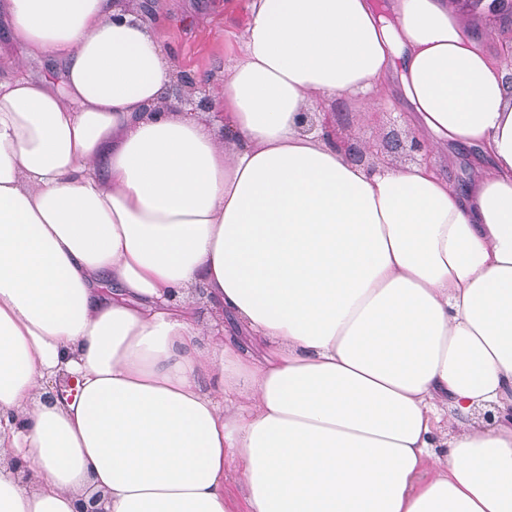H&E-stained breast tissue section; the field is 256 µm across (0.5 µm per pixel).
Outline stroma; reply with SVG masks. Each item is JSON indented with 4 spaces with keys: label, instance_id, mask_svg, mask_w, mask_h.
<instances>
[{
    "label": "stroma",
    "instance_id": "35a3bbf8",
    "mask_svg": "<svg viewBox=\"0 0 512 512\" xmlns=\"http://www.w3.org/2000/svg\"><path fill=\"white\" fill-rule=\"evenodd\" d=\"M251 0H130L144 24L155 31L172 54L178 68L197 76V95L209 92L210 84L221 81L225 67L241 55L242 35L249 18ZM210 74V82L200 81V74ZM342 139L358 138L373 146L367 162L383 159L395 166L420 161L423 151L409 149L415 134L408 114L398 104L381 108L371 120H364L359 104L348 107L346 120L336 130ZM398 138L406 149L385 153L386 140Z\"/></svg>",
    "mask_w": 512,
    "mask_h": 512
}]
</instances>
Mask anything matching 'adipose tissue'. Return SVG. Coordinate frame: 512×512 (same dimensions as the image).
I'll use <instances>...</instances> for the list:
<instances>
[{
	"instance_id": "1",
	"label": "adipose tissue",
	"mask_w": 512,
	"mask_h": 512,
	"mask_svg": "<svg viewBox=\"0 0 512 512\" xmlns=\"http://www.w3.org/2000/svg\"><path fill=\"white\" fill-rule=\"evenodd\" d=\"M0 9V512H231L230 479L248 512H512L496 30L462 0H252L213 126L123 0ZM395 80L426 159L356 162L336 105Z\"/></svg>"
}]
</instances>
